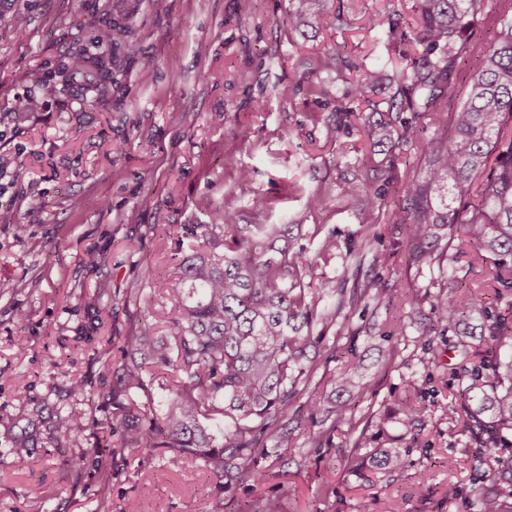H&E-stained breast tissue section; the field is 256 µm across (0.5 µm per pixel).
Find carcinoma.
<instances>
[{
    "mask_svg": "<svg viewBox=\"0 0 512 512\" xmlns=\"http://www.w3.org/2000/svg\"><path fill=\"white\" fill-rule=\"evenodd\" d=\"M483 0H413L415 28L402 33L398 51L403 65L392 76L386 109L379 119L363 125L367 139L388 147L392 167L411 154L424 161V175L405 172L399 194L367 195L368 208L399 225L409 259L434 260L439 242L444 249L464 237L486 266L491 292L460 284L450 288L430 280L433 293L419 294L407 282L394 288L372 278L353 289L352 301L385 308L416 310L429 301V329L454 330L470 312L482 319L481 332L492 347L469 362L467 349L451 368L456 392L448 402L451 420L470 434L483 461L482 483L471 491L472 512H512V19L496 18L498 39L489 45L471 41L470 27ZM328 0H289L296 26L309 18L324 29L345 23ZM395 12L374 14L361 30L395 37ZM478 61L467 83L466 100L450 108L452 90L463 81L462 62ZM346 67L339 47H329L308 68L316 81ZM87 86L108 73L102 61L85 64ZM411 112L441 130L427 140L416 131ZM355 180L342 187L345 196L379 179V164L369 152L354 162ZM460 206L453 207L454 202ZM183 233L201 246L184 257L170 279L164 313L167 344L145 334L120 341L123 373L104 396L115 407L97 426L94 455L116 458L127 448H164L170 462L201 463L216 479L217 496L211 512H224V492L243 482L261 481L262 473L288 461V407L306 396L310 429L316 447L330 442L339 424L347 427L350 447L341 449L349 471L367 462L380 473L392 474L407 463L399 448H367L365 418L345 406L325 411L309 390L319 365L332 359L336 345L314 332L315 323L336 325L333 340L342 338L351 316L339 299L333 314L324 313L326 289L303 281L309 266L306 253L294 249L288 225L235 224L221 208L209 224H185ZM360 363L352 360L337 379L345 390L360 380ZM164 391L155 404L152 385ZM396 424L411 430L421 412L417 382L406 379ZM83 423L81 413L57 416L55 430L68 436ZM266 466H260V462Z\"/></svg>",
    "mask_w": 512,
    "mask_h": 512,
    "instance_id": "cac0c4a2",
    "label": "carcinoma"
}]
</instances>
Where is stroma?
I'll return each mask as SVG.
<instances>
[{"instance_id": "1", "label": "stroma", "mask_w": 512, "mask_h": 512, "mask_svg": "<svg viewBox=\"0 0 512 512\" xmlns=\"http://www.w3.org/2000/svg\"><path fill=\"white\" fill-rule=\"evenodd\" d=\"M412 0H343L347 24L329 32L294 31L289 0H0V512H210L214 476L191 463L171 464L157 449L129 448L98 464L93 422L111 415L102 402L119 376L121 355L108 336H161L166 286L199 239L185 224H207L213 209H230L239 224L291 225V242L313 264L307 279L340 290L380 277L387 287L407 281L425 291L427 266L408 262L393 224L378 221L365 192L345 197L356 150L384 161L360 127L328 143L325 128L339 100H353L360 70L380 80L368 97L383 99L398 66L387 38H363L364 20L384 9L411 20ZM25 16L14 28L13 16ZM120 24L124 43L95 42L96 29ZM138 53H129L128 44ZM341 45L349 63L341 77L312 88L307 62ZM109 59L98 90L64 81L58 68L72 57ZM292 94L283 98L281 87ZM25 98L38 109H21ZM250 180L238 177L240 169ZM326 196L323 210L306 209L308 193ZM44 206L30 207L32 197ZM382 237L372 253L387 265H355L363 225ZM335 237L336 258L318 260L323 238ZM385 308L360 304L335 360L322 365L311 388L329 403L349 354L363 359L372 391L348 396L355 415L396 411L408 377L432 374L413 434L397 429L374 447L409 451L405 468L386 476L347 474L332 444L308 441V416L288 427L291 452L258 487L225 493L224 512L271 503L276 512H470L467 497L445 500L448 485L472 488L480 457L462 426L448 418L453 333L429 342L389 333ZM440 354L425 370V345ZM87 393H71L72 378ZM76 410L83 425L65 439L57 413ZM24 446V458L13 450Z\"/></svg>"}]
</instances>
